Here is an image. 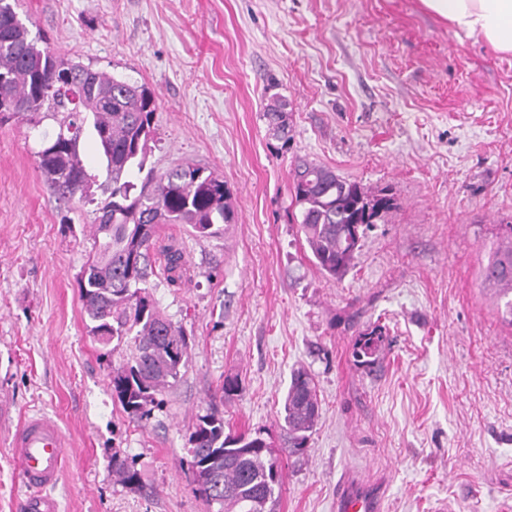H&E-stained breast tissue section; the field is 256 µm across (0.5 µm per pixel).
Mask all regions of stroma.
Here are the masks:
<instances>
[{
	"mask_svg": "<svg viewBox=\"0 0 512 512\" xmlns=\"http://www.w3.org/2000/svg\"><path fill=\"white\" fill-rule=\"evenodd\" d=\"M19 15L57 55L154 91L148 167L223 177L235 222L210 238L160 226L157 246L183 248L189 271L152 294L189 364L163 411L130 422L76 284L95 215L58 203L37 168L52 122L0 121V512H25L9 435L31 413L67 440L60 512H206L180 467L197 417L235 376L225 428L280 444L301 364L320 419L304 457L282 458L277 512H333L354 473L383 512H512V326L479 278L512 224V55L420 0H21ZM274 94L285 141L264 117ZM300 157L399 203L339 280L298 232ZM377 326L368 368L352 344ZM116 450L151 496L114 481Z\"/></svg>",
	"mask_w": 512,
	"mask_h": 512,
	"instance_id": "obj_1",
	"label": "stroma"
}]
</instances>
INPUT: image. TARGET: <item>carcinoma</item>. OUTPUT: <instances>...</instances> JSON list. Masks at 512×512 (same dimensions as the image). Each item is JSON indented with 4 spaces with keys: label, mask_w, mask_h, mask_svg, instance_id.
I'll list each match as a JSON object with an SVG mask.
<instances>
[{
    "label": "carcinoma",
    "mask_w": 512,
    "mask_h": 512,
    "mask_svg": "<svg viewBox=\"0 0 512 512\" xmlns=\"http://www.w3.org/2000/svg\"><path fill=\"white\" fill-rule=\"evenodd\" d=\"M19 0H0V120L6 113L27 117L31 128L55 123L42 136L37 168L57 200L95 205L92 248L77 276L79 298L89 334L123 358L112 367V397L133 422H148L164 407L163 392L178 381L188 363V338L164 316L149 292L157 276L151 259L157 227L188 224L198 237H214L234 220L232 194L220 176L194 166L148 172L137 184L154 134L155 93L105 71L65 59L32 34L17 12ZM287 103L275 97L264 117L280 138L288 137ZM91 135L105 163L106 179L97 181L83 157ZM105 196L100 200L97 195ZM291 202L296 223L316 266L341 278L361 248L353 224H377L398 209L393 196L372 193L307 161L293 170ZM508 241L494 248L481 266L485 282L506 298L501 319L512 326V225ZM163 279L181 284L186 260L181 248L161 251ZM383 341L375 330L359 336L353 355L374 363ZM282 448L301 456L320 415L311 373L293 370L284 398ZM182 465L195 494L209 512H275L282 487L278 454L261 432L224 431V417L210 410L197 417ZM112 476L122 486L144 490L137 459L117 452Z\"/></svg>",
    "instance_id": "carcinoma-1"
}]
</instances>
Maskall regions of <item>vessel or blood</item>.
I'll use <instances>...</instances> for the list:
<instances>
[{
	"mask_svg": "<svg viewBox=\"0 0 512 512\" xmlns=\"http://www.w3.org/2000/svg\"><path fill=\"white\" fill-rule=\"evenodd\" d=\"M19 475L29 490L28 512H59L51 495L65 469L66 439L55 421L42 414L27 417L11 440ZM336 512H382L376 493L366 487L343 486L336 497Z\"/></svg>",
	"mask_w": 512,
	"mask_h": 512,
	"instance_id": "vessel-or-blood-1",
	"label": "vessel or blood"
}]
</instances>
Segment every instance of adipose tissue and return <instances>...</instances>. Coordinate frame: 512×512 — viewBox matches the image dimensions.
Returning a JSON list of instances; mask_svg holds the SVG:
<instances>
[{"instance_id": "obj_1", "label": "adipose tissue", "mask_w": 512, "mask_h": 512, "mask_svg": "<svg viewBox=\"0 0 512 512\" xmlns=\"http://www.w3.org/2000/svg\"><path fill=\"white\" fill-rule=\"evenodd\" d=\"M456 33L481 36L494 49L512 54V0H421Z\"/></svg>"}]
</instances>
